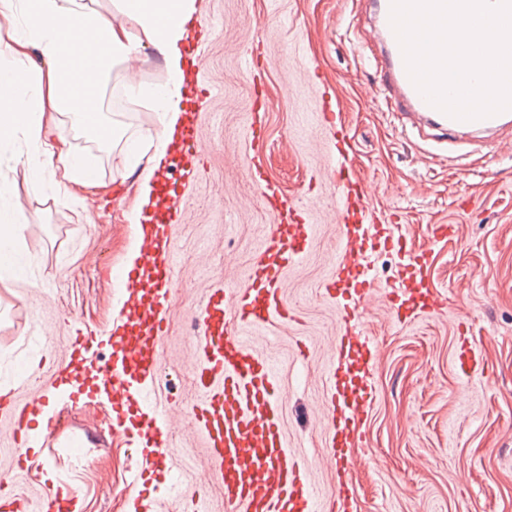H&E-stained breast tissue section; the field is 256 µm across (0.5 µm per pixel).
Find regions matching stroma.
<instances>
[{
    "label": "stroma",
    "instance_id": "obj_1",
    "mask_svg": "<svg viewBox=\"0 0 512 512\" xmlns=\"http://www.w3.org/2000/svg\"><path fill=\"white\" fill-rule=\"evenodd\" d=\"M214 27L201 37L202 81L209 93L196 110L205 166L190 183L175 178L182 219L171 231L177 295L156 387L171 402L168 430L192 476L210 469L186 406L195 394L192 314L207 289L245 283L268 234L269 211L253 196L261 170L319 231L307 257L283 278L295 322L274 321L248 335L251 348L281 358L283 426L290 447L311 463L324 497L336 486L326 464L323 371L346 296L322 286L334 269L341 205L327 188V153L313 114L327 102L342 113L354 143L352 161L375 209L370 222L395 225L427 262L416 279L439 294L441 311L408 303L394 318L379 300L361 312L379 353L366 380L375 391L352 451L351 512H512V133L494 149L448 148L422 139L387 111L374 60H360L370 15L361 0H195ZM104 113L117 128L147 130L152 114L129 99L119 73L103 87ZM261 120L264 136L253 141ZM58 132L96 166L100 189L72 201L33 188L14 174V198L32 226L23 241L37 287L0 286V389L22 393L46 378L72 324L108 327L122 305V262L130 235L128 201L141 170L119 150L87 142L71 121ZM458 233L432 240V226ZM50 394L45 425L53 437L26 475L22 494L72 486L73 512H135L131 497L158 498L163 512H185L160 481L139 480L131 438L112 429L113 406L87 396Z\"/></svg>",
    "mask_w": 512,
    "mask_h": 512
}]
</instances>
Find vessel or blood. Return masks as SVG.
Wrapping results in <instances>:
<instances>
[{"label":"vessel or blood","mask_w":512,"mask_h":512,"mask_svg":"<svg viewBox=\"0 0 512 512\" xmlns=\"http://www.w3.org/2000/svg\"><path fill=\"white\" fill-rule=\"evenodd\" d=\"M368 3L375 23L364 41L380 47L379 85L392 111L424 119L426 127L452 144L474 138L491 140L512 126V113L507 111L459 120L431 105L407 72L390 21L391 0ZM181 136L189 149L172 166L196 174L204 160L198 124L189 123ZM331 178L338 198H355L361 210H371V198L352 167H332ZM270 213L273 228L245 284L212 289L195 310L198 361L192 383L198 397L188 415L202 434L212 463L208 480L220 490L219 512H341L343 498L350 491L346 482L350 449L375 399L373 388L362 384L357 373L358 367L369 366L376 352L359 310L377 295L391 306L399 299L397 289L377 290L366 260L373 251L400 249L402 241L387 230L369 232L363 224L340 227L337 274L324 288L331 297L343 287L350 295L341 311L336 356L326 373L327 461L336 472V495L328 501L320 496L308 463L288 448L282 426L284 403L273 361L253 351L241 337L242 329L260 331L273 319L284 324L295 321L293 310L283 300L280 274L306 257L316 236L315 225L288 201L273 205ZM174 265L168 235L145 236L138 263L126 275L131 306L120 311L112 331L98 334L73 326L66 338L65 358L52 367L55 384L73 383L88 361V352L110 344L112 362L97 364L95 372L109 384L112 400L125 407L117 415V425H124L127 413L137 416L134 434L144 478L156 474L162 460L173 453L166 425L170 402L156 392L155 383L169 334L167 310L177 291ZM43 406L38 393L22 401L0 398V418L8 419L13 443L12 469L0 473V512H34L32 500L13 490L11 472L22 469L27 456L48 439L40 428Z\"/></svg>","instance_id":"b4317fda"}]
</instances>
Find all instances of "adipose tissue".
<instances>
[{
	"label": "adipose tissue",
	"mask_w": 512,
	"mask_h": 512,
	"mask_svg": "<svg viewBox=\"0 0 512 512\" xmlns=\"http://www.w3.org/2000/svg\"><path fill=\"white\" fill-rule=\"evenodd\" d=\"M112 6L120 23L85 0H0V145L25 143L21 164L33 185L68 192L100 187L88 159L54 132V114L68 115L84 138L118 143L129 163L141 165L136 215L152 199L155 173L181 121V44L194 0H112ZM148 45L164 56V81L130 83L124 91L149 107L155 127L116 132L101 111L100 91L115 68L130 66ZM9 185L0 171V285L27 288L21 244L28 222L20 203H4Z\"/></svg>",
	"instance_id": "adipose-tissue-1"
}]
</instances>
